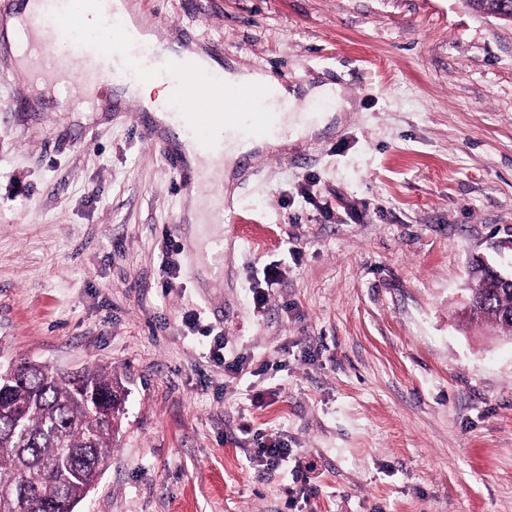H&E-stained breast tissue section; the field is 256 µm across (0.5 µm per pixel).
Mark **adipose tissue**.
Returning <instances> with one entry per match:
<instances>
[{
	"mask_svg": "<svg viewBox=\"0 0 512 512\" xmlns=\"http://www.w3.org/2000/svg\"><path fill=\"white\" fill-rule=\"evenodd\" d=\"M106 11L111 12L118 20L132 44L147 47L154 57H175L189 68L197 70L219 69V62L210 58L198 46H179L168 31L144 27L131 13L127 0H102L101 4L93 7L89 6L87 0H72L67 20L78 25L84 33L92 34L98 30L99 18ZM252 86L266 88V107L279 115L277 133L272 137L245 140L241 138L238 128L228 123L224 126L223 155L186 151L188 166L206 173L212 180L213 189L212 195L205 198L202 207L187 217V235L191 242L198 243L206 238V221L212 218L213 209L219 201L218 195L223 192L225 184L230 183L234 165L243 151L263 155L286 144L288 140L313 136L328 123L331 113L352 108L350 102L340 97L337 87L321 85L308 89L305 100L309 103L329 102L328 113L299 120L291 113L296 103L295 90L287 88L271 75L246 70L228 71L224 74V92L227 96H235L240 90ZM113 90L118 98L135 101L143 111L151 113L159 127H172L173 119L167 109L172 89L165 81L143 76L133 79L119 78L114 81Z\"/></svg>",
	"mask_w": 512,
	"mask_h": 512,
	"instance_id": "obj_1",
	"label": "adipose tissue"
}]
</instances>
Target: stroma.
<instances>
[{"label":"stroma","instance_id":"stroma-1","mask_svg":"<svg viewBox=\"0 0 512 512\" xmlns=\"http://www.w3.org/2000/svg\"><path fill=\"white\" fill-rule=\"evenodd\" d=\"M131 2L354 109L239 157L204 280L184 224L208 189L137 103L61 111L0 53V365L125 393L76 512H512V344L463 314L473 259L512 266V22L465 0ZM269 440L291 450L273 469ZM143 133L147 138H149L159 149V152L166 163L171 167V169L176 173L179 177L181 183L186 186H191L193 184L205 183L206 181L198 174L191 173L184 168L182 165L179 154L168 147L166 143L159 139L156 133L148 128H142Z\"/></svg>","mask_w":512,"mask_h":512}]
</instances>
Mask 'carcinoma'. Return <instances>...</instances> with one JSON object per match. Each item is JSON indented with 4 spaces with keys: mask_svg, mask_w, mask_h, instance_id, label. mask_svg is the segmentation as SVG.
Masks as SVG:
<instances>
[{
    "mask_svg": "<svg viewBox=\"0 0 512 512\" xmlns=\"http://www.w3.org/2000/svg\"><path fill=\"white\" fill-rule=\"evenodd\" d=\"M469 293L489 311L512 290ZM123 389L102 371L70 375L32 361L0 371V512H70L96 484L112 449Z\"/></svg>",
    "mask_w": 512,
    "mask_h": 512,
    "instance_id": "1",
    "label": "carcinoma"
}]
</instances>
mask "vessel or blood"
<instances>
[{"instance_id":"1","label":"vessel or blood","mask_w":512,"mask_h":512,"mask_svg":"<svg viewBox=\"0 0 512 512\" xmlns=\"http://www.w3.org/2000/svg\"><path fill=\"white\" fill-rule=\"evenodd\" d=\"M81 58L85 61L94 58L109 60V67L102 70L100 77V84L105 89L111 87L113 76L118 74L127 77L151 75L171 84L174 89L172 108L183 122L185 138L203 152L220 154L224 151L223 140L213 137L209 130L213 120L239 122L247 137L270 135L278 127L277 113L264 107V88L253 87L240 92L236 98L225 99L222 73L189 72L155 59L145 48L129 44L111 14L102 15L101 36L84 44ZM220 101L225 104V112L217 116L213 109ZM243 102L249 104V111H239L238 106ZM158 149L183 185L201 183V176L186 170L178 153L166 143H159Z\"/></svg>"}]
</instances>
